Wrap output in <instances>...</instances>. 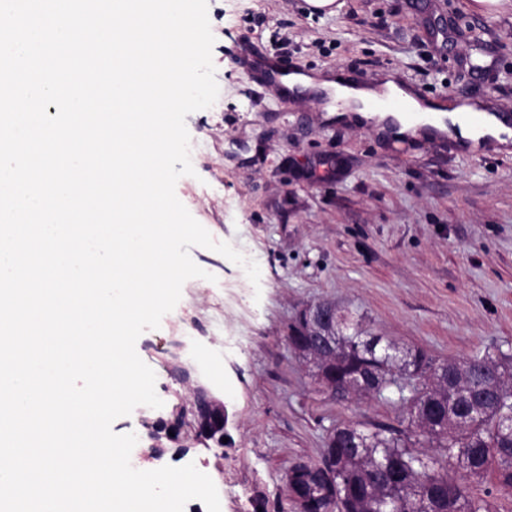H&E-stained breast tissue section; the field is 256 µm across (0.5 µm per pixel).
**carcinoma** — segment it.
<instances>
[{"instance_id": "obj_1", "label": "carcinoma", "mask_w": 512, "mask_h": 512, "mask_svg": "<svg viewBox=\"0 0 512 512\" xmlns=\"http://www.w3.org/2000/svg\"><path fill=\"white\" fill-rule=\"evenodd\" d=\"M307 312L288 344L314 383L338 401L397 392L400 426L362 423L329 432L317 463L288 473L298 512H495L474 495L491 473L512 490V346L439 360L368 331L363 317L336 312L331 345L303 335Z\"/></svg>"}]
</instances>
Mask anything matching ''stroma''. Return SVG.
Here are the masks:
<instances>
[{
    "mask_svg": "<svg viewBox=\"0 0 512 512\" xmlns=\"http://www.w3.org/2000/svg\"><path fill=\"white\" fill-rule=\"evenodd\" d=\"M342 2L327 15L305 0H208L219 96L186 118L195 173L175 192L214 240H249L261 296L238 303L213 287L232 262L192 247L211 280L186 281L170 321L135 345L164 405L136 407L112 429L136 434L141 469L195 463L221 512H254L259 501L277 512L290 469L319 460L331 429L401 417L396 398L339 402L313 382L288 344L303 309L364 315L373 333L438 359L512 343V151L395 140L328 111L320 89L264 88L249 69L276 54L326 80L393 75L434 102L512 110V12L465 0ZM220 324L242 335L232 352L209 341ZM196 386L226 406L223 453L167 441L155 455L153 423Z\"/></svg>",
    "mask_w": 512,
    "mask_h": 512,
    "instance_id": "1",
    "label": "stroma"
}]
</instances>
